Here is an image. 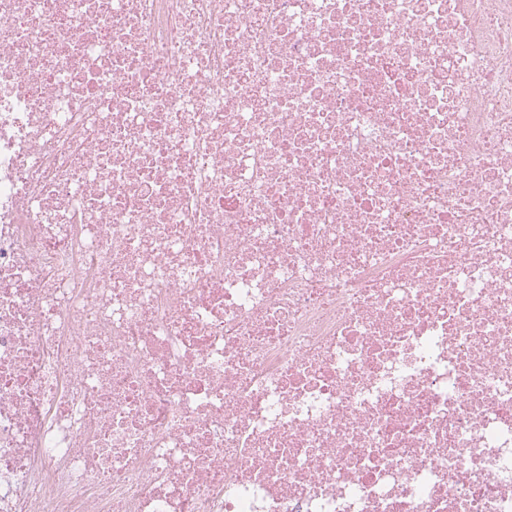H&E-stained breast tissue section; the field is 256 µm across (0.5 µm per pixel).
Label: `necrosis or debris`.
Wrapping results in <instances>:
<instances>
[{
    "mask_svg": "<svg viewBox=\"0 0 512 512\" xmlns=\"http://www.w3.org/2000/svg\"><path fill=\"white\" fill-rule=\"evenodd\" d=\"M0 512H512V0H0Z\"/></svg>",
    "mask_w": 512,
    "mask_h": 512,
    "instance_id": "4bbe7bcc",
    "label": "necrosis or debris"
}]
</instances>
